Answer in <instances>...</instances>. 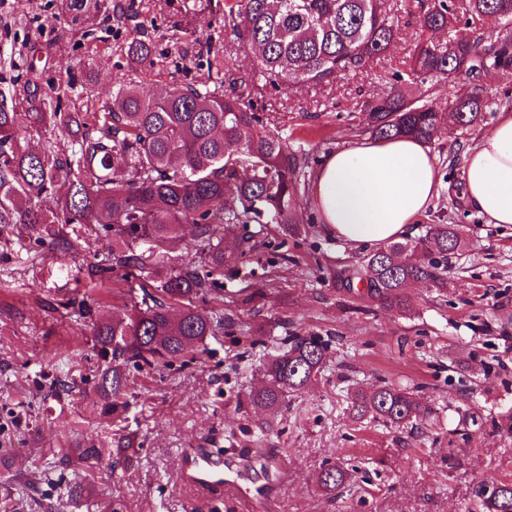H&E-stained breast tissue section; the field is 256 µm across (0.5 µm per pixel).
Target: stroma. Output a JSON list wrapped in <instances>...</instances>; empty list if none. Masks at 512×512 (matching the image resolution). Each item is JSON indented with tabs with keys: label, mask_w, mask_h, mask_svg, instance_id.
<instances>
[{
	"label": "stroma",
	"mask_w": 512,
	"mask_h": 512,
	"mask_svg": "<svg viewBox=\"0 0 512 512\" xmlns=\"http://www.w3.org/2000/svg\"><path fill=\"white\" fill-rule=\"evenodd\" d=\"M398 29L389 49L327 86L288 93L265 86L252 45L224 25V0H134V18L111 10H66L65 0H0V90L37 83L62 108L111 102L131 64L136 35L154 41L144 94L206 69L219 50L237 91L289 152L306 154L293 211L296 231L243 219L224 240L240 253L224 269L222 300L199 302L224 327L193 357L156 370L131 369L135 385L123 421L100 413L101 365L87 322L66 303L89 296L105 316L123 315L141 298L136 278L93 279L89 264L112 248L96 225L72 224L69 249L28 252L27 234L0 235V501L42 512V473L70 461L56 496L75 482L91 492L73 512H254L223 491L207 495L179 474L184 449L235 453L254 462L267 451L288 463V484L269 512H481L487 478L512 482V226L488 224L461 197L464 153L512 111V70L489 71L493 104L477 126L440 129L429 144L444 185L416 218L410 237L429 224H453L462 245L449 255L448 286H410L413 316L380 308L346 286L363 249L327 236L313 201L325 154L357 139L366 103L409 72L420 30L413 0H385ZM294 334L326 345L317 380L290 394L277 413L249 405L269 363ZM393 385L418 394L430 415L396 427L354 419V390ZM121 448L114 471H88L89 446ZM355 468L344 488L322 492L319 473Z\"/></svg>",
	"instance_id": "35a3bbf8"
}]
</instances>
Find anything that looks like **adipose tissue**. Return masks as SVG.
Listing matches in <instances>:
<instances>
[{"mask_svg":"<svg viewBox=\"0 0 512 512\" xmlns=\"http://www.w3.org/2000/svg\"><path fill=\"white\" fill-rule=\"evenodd\" d=\"M462 195L490 224L512 225V113H501L464 155ZM429 147L397 138L361 140L326 154L314 176L324 232L352 246L406 235L438 197Z\"/></svg>","mask_w":512,"mask_h":512,"instance_id":"obj_1","label":"adipose tissue"}]
</instances>
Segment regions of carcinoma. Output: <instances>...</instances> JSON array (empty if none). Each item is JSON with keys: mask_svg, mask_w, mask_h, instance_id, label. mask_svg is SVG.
<instances>
[{"mask_svg": "<svg viewBox=\"0 0 512 512\" xmlns=\"http://www.w3.org/2000/svg\"><path fill=\"white\" fill-rule=\"evenodd\" d=\"M384 0H230L224 22L258 48L256 68L268 84L294 90L305 84L332 83L385 52L397 34L383 12ZM422 33L493 23L512 27V0H418ZM126 54L139 73L153 66L149 39L127 43ZM410 69L423 79L460 85L450 105L455 121L473 126L491 104L483 76L512 70V35L471 39L454 36L444 44L421 39L410 54ZM224 64L213 58L207 73L180 82L165 94L147 96L140 81L129 78L112 104L99 110H64L38 101L29 91H0V234L19 227L40 246L50 239L68 245L60 224H95L112 237L111 255L91 267L90 276L142 275V308L110 319L96 315L95 302L71 300L92 336L103 362L98 391L102 411L121 415L129 408V365L167 367L195 351L214 335L217 322L194 306L198 299L221 295L218 277L237 257L224 253V237L241 216L268 224L293 223L297 196V154L288 152L279 134L268 129L235 90L224 92ZM30 112V129L52 127L71 138V152L61 156L52 144H27L18 123L19 109ZM364 131L378 139L414 137L430 142L448 113L425 92L397 88L368 104ZM46 196L56 208H43ZM236 205L226 207L227 200ZM192 227V247L204 264L173 263L170 245ZM461 244L453 224H429L426 233L405 243L393 242L366 255L354 271L366 283L367 296L386 309L412 314L405 289L413 283L446 288L448 252ZM440 255L437 260L434 255ZM325 357L317 336L295 334L288 348L274 356L268 381L250 394V404L269 411L288 394L315 380ZM352 410L392 425L423 420L430 414L410 391L392 385L357 390ZM79 459L94 470L112 459V449L91 445ZM354 471L331 465L319 485L332 492L350 482ZM88 494L74 483L67 498L50 512H67ZM485 512H512V483L491 482L483 493Z\"/></svg>", "mask_w": 512, "mask_h": 512, "instance_id": "1", "label": "carcinoma"}]
</instances>
